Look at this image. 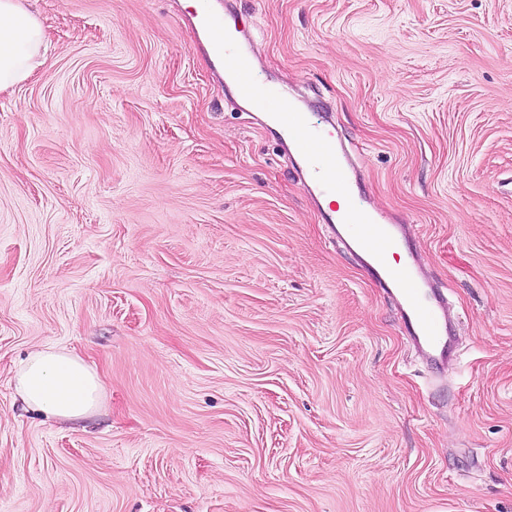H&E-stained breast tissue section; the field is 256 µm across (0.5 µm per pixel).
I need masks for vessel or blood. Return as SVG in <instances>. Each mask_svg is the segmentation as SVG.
<instances>
[{"label":"vessel or blood","instance_id":"b4317fda","mask_svg":"<svg viewBox=\"0 0 512 512\" xmlns=\"http://www.w3.org/2000/svg\"><path fill=\"white\" fill-rule=\"evenodd\" d=\"M197 24L214 53L213 68L227 79L232 97L247 107L258 100L272 101L269 123L289 152L301 160L314 200L336 194L346 198L344 211L323 212V220L374 271L379 287L397 298L406 337L420 360L439 370L456 365L457 346L450 333L444 294L427 277L419 253L410 247L406 225L366 206V195L358 190L362 172L337 137L333 123L310 122L290 89L256 78L259 59L235 21L218 23L204 15ZM352 223L359 224L361 231L346 235L345 228ZM394 253L403 255L401 267L387 264V256Z\"/></svg>","mask_w":512,"mask_h":512}]
</instances>
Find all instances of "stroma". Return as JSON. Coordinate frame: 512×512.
Listing matches in <instances>:
<instances>
[{
    "label": "stroma",
    "instance_id": "1",
    "mask_svg": "<svg viewBox=\"0 0 512 512\" xmlns=\"http://www.w3.org/2000/svg\"><path fill=\"white\" fill-rule=\"evenodd\" d=\"M331 115L462 340L428 383L183 0H36L0 93V512H512V0H211ZM104 385L22 409L28 352ZM29 0H0V93L29 79L44 63L46 34ZM16 397L26 409L74 425L98 410L99 376L79 357L52 345L30 351L14 376Z\"/></svg>",
    "mask_w": 512,
    "mask_h": 512
}]
</instances>
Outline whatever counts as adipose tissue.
Masks as SVG:
<instances>
[{"label":"adipose tissue","mask_w":512,"mask_h":512,"mask_svg":"<svg viewBox=\"0 0 512 512\" xmlns=\"http://www.w3.org/2000/svg\"><path fill=\"white\" fill-rule=\"evenodd\" d=\"M46 34L28 0H0V93L29 79L44 63ZM26 409L74 425L94 414L103 383L79 357L52 345L30 351L14 376Z\"/></svg>","instance_id":"adipose-tissue-1"}]
</instances>
